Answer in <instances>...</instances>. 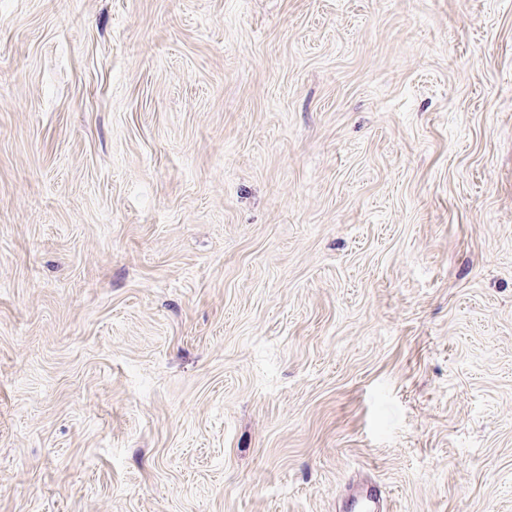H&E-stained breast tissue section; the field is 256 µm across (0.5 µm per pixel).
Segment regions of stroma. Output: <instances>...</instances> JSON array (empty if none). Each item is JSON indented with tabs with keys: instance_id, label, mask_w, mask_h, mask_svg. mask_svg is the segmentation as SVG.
<instances>
[{
	"instance_id": "stroma-1",
	"label": "stroma",
	"mask_w": 512,
	"mask_h": 512,
	"mask_svg": "<svg viewBox=\"0 0 512 512\" xmlns=\"http://www.w3.org/2000/svg\"><path fill=\"white\" fill-rule=\"evenodd\" d=\"M512 512V0H0V512Z\"/></svg>"
}]
</instances>
